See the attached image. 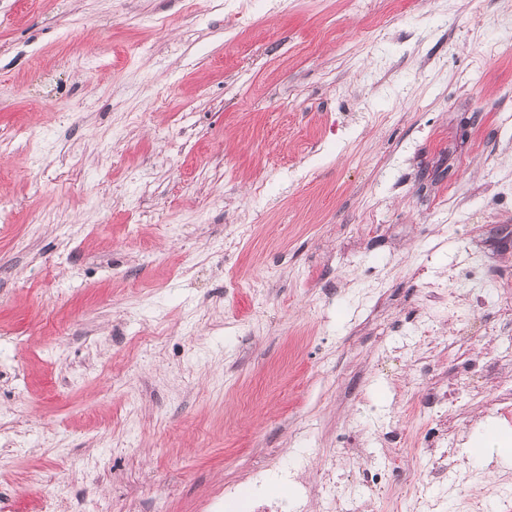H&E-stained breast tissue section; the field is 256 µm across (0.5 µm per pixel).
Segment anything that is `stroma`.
<instances>
[{
	"instance_id": "35a3bbf8",
	"label": "stroma",
	"mask_w": 512,
	"mask_h": 512,
	"mask_svg": "<svg viewBox=\"0 0 512 512\" xmlns=\"http://www.w3.org/2000/svg\"><path fill=\"white\" fill-rule=\"evenodd\" d=\"M0 512H512V0H0Z\"/></svg>"
}]
</instances>
